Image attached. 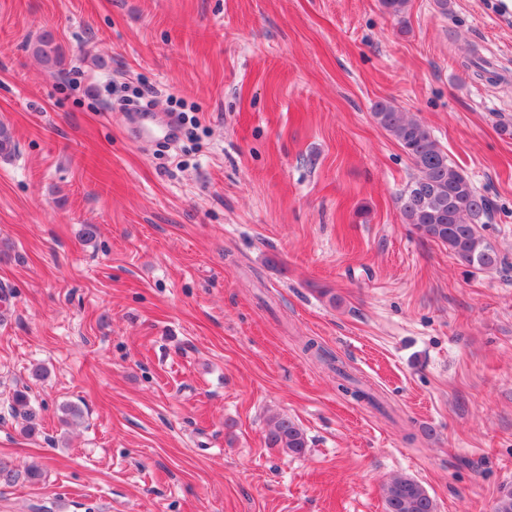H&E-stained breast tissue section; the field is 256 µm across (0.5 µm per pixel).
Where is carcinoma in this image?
<instances>
[{"instance_id": "cac0c4a2", "label": "carcinoma", "mask_w": 512, "mask_h": 512, "mask_svg": "<svg viewBox=\"0 0 512 512\" xmlns=\"http://www.w3.org/2000/svg\"><path fill=\"white\" fill-rule=\"evenodd\" d=\"M34 53L48 65L62 64L60 49L49 34L37 41ZM372 117L398 142L414 168L413 176L398 196L402 222L421 236L447 246L449 254L468 267H498L501 255L479 231L492 219L493 205L489 198L479 193L468 175L448 159L423 123L389 102L377 103ZM14 151L12 132L0 123V157L10 156ZM336 374L349 383L344 391L353 400L378 405L375 396L342 369H336ZM10 409L25 422L23 431H35L37 412L25 392L13 394ZM265 439L269 447L293 455L303 454L308 447L303 430L286 415L269 418ZM385 512H435V503L421 483L396 476L385 487Z\"/></svg>"}]
</instances>
